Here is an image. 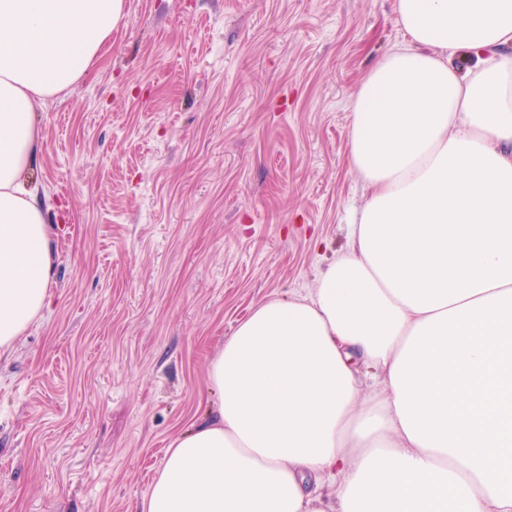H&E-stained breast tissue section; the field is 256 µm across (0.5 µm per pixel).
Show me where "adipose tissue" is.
Returning a JSON list of instances; mask_svg holds the SVG:
<instances>
[{"label":"adipose tissue","instance_id":"ef3b65f1","mask_svg":"<svg viewBox=\"0 0 512 512\" xmlns=\"http://www.w3.org/2000/svg\"><path fill=\"white\" fill-rule=\"evenodd\" d=\"M124 5L0 0V353L53 299L37 107ZM391 11L403 41L353 97L344 249L238 322L136 512H512V0Z\"/></svg>","mask_w":512,"mask_h":512}]
</instances>
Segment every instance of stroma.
<instances>
[{
    "mask_svg": "<svg viewBox=\"0 0 512 512\" xmlns=\"http://www.w3.org/2000/svg\"><path fill=\"white\" fill-rule=\"evenodd\" d=\"M390 0H125L38 110L53 302L0 356V512H135L251 308L314 288L362 186Z\"/></svg>",
    "mask_w": 512,
    "mask_h": 512,
    "instance_id": "35a3bbf8",
    "label": "stroma"
}]
</instances>
